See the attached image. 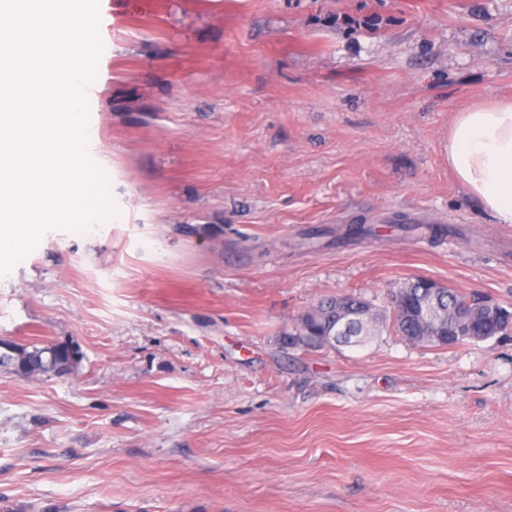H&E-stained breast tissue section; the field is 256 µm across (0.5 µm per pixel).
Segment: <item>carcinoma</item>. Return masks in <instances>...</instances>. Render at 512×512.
<instances>
[{
	"label": "carcinoma",
	"mask_w": 512,
	"mask_h": 512,
	"mask_svg": "<svg viewBox=\"0 0 512 512\" xmlns=\"http://www.w3.org/2000/svg\"><path fill=\"white\" fill-rule=\"evenodd\" d=\"M404 233L422 232L439 241L450 230L440 224H399ZM401 315L393 322L398 335L409 342L432 346L502 338L512 331V311L498 306V313L489 312L491 301L464 293L456 288H436L431 280L415 278L401 287ZM351 305L341 320H336V299L321 302L300 319L296 335L301 343L311 347L333 346L330 337L337 330L348 328L347 335L362 337L366 345L377 332V317L364 321L373 313L370 305L353 296ZM72 342L36 344H5L0 352V367L9 368L23 377L34 375L63 377L64 367L77 357Z\"/></svg>",
	"instance_id": "cac0c4a2"
}]
</instances>
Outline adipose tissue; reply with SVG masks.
<instances>
[{
    "mask_svg": "<svg viewBox=\"0 0 512 512\" xmlns=\"http://www.w3.org/2000/svg\"><path fill=\"white\" fill-rule=\"evenodd\" d=\"M448 165L483 212L512 225V100H483L456 113Z\"/></svg>",
    "mask_w": 512,
    "mask_h": 512,
    "instance_id": "adipose-tissue-1",
    "label": "adipose tissue"
}]
</instances>
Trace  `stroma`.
<instances>
[{
	"instance_id": "35a3bbf8",
	"label": "stroma",
	"mask_w": 512,
	"mask_h": 512,
	"mask_svg": "<svg viewBox=\"0 0 512 512\" xmlns=\"http://www.w3.org/2000/svg\"><path fill=\"white\" fill-rule=\"evenodd\" d=\"M90 105L116 217L0 278V512H512V338L418 345L425 277L512 310V225L448 167L455 112L512 98V0H100ZM430 215L432 243L346 225ZM365 347L290 335L327 297ZM0 367L13 369L23 377L34 375L63 377L70 373L64 371L79 351L73 342L49 343V344H14L0 341ZM2 346V347H1ZM41 346V347H40ZM7 347V348H5ZM30 349V350H29ZM46 351L52 353V357H44Z\"/></svg>"
}]
</instances>
